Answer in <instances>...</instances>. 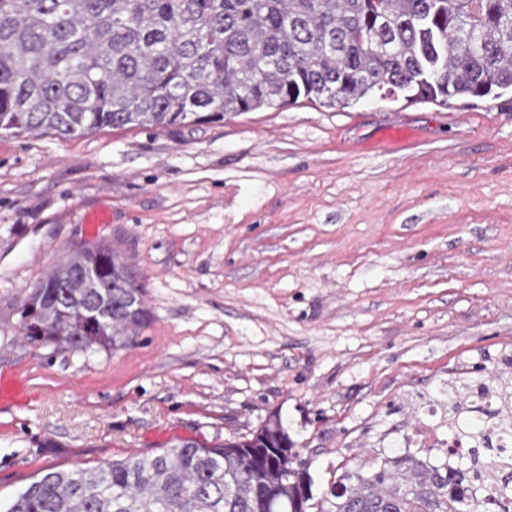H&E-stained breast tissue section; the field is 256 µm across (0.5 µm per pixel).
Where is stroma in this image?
<instances>
[{"mask_svg": "<svg viewBox=\"0 0 512 512\" xmlns=\"http://www.w3.org/2000/svg\"><path fill=\"white\" fill-rule=\"evenodd\" d=\"M106 223L89 229L88 213ZM117 248L151 313L131 346L30 339L74 250ZM512 359V96L374 97L81 138L0 130V507L43 471L280 423L332 512L344 472L448 432L441 386Z\"/></svg>", "mask_w": 512, "mask_h": 512, "instance_id": "obj_1", "label": "stroma"}]
</instances>
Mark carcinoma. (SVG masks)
<instances>
[{
	"label": "carcinoma",
	"instance_id": "carcinoma-1",
	"mask_svg": "<svg viewBox=\"0 0 512 512\" xmlns=\"http://www.w3.org/2000/svg\"><path fill=\"white\" fill-rule=\"evenodd\" d=\"M512 93V0H0V129L78 138L106 128L224 120L304 98ZM26 335L68 351L126 347L150 320L109 246L51 266L21 311ZM512 376L448 381V430L478 442L459 467L412 454L345 473L335 512H512V455L477 416ZM252 439L179 441L94 469L48 470L6 512H307L297 455Z\"/></svg>",
	"mask_w": 512,
	"mask_h": 512
}]
</instances>
